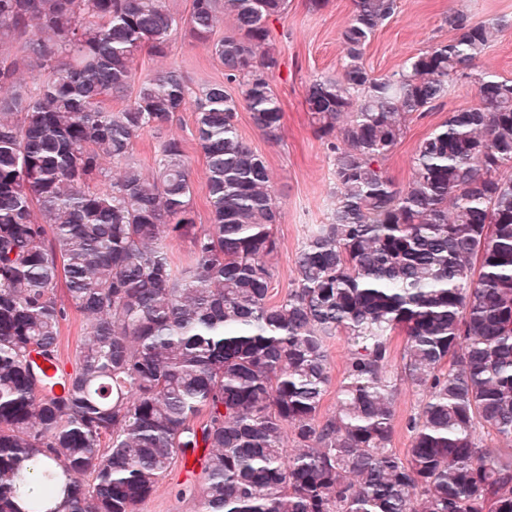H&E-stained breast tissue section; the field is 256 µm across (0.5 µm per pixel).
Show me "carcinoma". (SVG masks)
Segmentation results:
<instances>
[{
  "instance_id": "obj_1",
  "label": "carcinoma",
  "mask_w": 512,
  "mask_h": 512,
  "mask_svg": "<svg viewBox=\"0 0 512 512\" xmlns=\"http://www.w3.org/2000/svg\"><path fill=\"white\" fill-rule=\"evenodd\" d=\"M287 6L192 0L186 27L234 98L217 82L192 93L174 66L136 77V57L168 56L181 26L166 0H0V512H137L198 448L202 512H512V448L480 436L512 441V81L476 77L478 103L416 145L407 185L383 167L509 22L451 11L452 39L376 76L364 51L397 0H354L340 72L304 93L334 207L273 302V177L235 119L243 108L281 138L268 22ZM23 69L47 73L36 92L16 89ZM187 109L201 228L180 140L160 142L150 173L130 162L144 131ZM168 237L190 242L185 266ZM69 307L87 332L72 370L49 378ZM338 335L351 356L323 418ZM396 335L401 375L425 394L402 455Z\"/></svg>"
}]
</instances>
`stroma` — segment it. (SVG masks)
<instances>
[{
	"label": "stroma",
	"mask_w": 512,
	"mask_h": 512,
	"mask_svg": "<svg viewBox=\"0 0 512 512\" xmlns=\"http://www.w3.org/2000/svg\"><path fill=\"white\" fill-rule=\"evenodd\" d=\"M353 10V0H326L320 10H312L309 0H288L285 13L269 23L273 45L279 55V68L272 84L285 114L279 141H268L256 130L248 112L237 114L239 135L267 161L273 176V189L281 211L274 227L278 249L270 264L274 274V299H282L296 276V256L310 228L326 223L333 206L334 186L329 151L314 132L304 103L306 84L317 75H332L342 64L341 33ZM460 10L472 21L503 17L512 23V0H397L394 16L368 44L363 61L374 75L397 68L407 57L431 44L452 38L444 19ZM178 66L193 88L224 79V70L211 50L193 40L186 30L173 37L168 57L141 54L135 62L138 76L155 75L169 66ZM476 89L471 79L451 81L444 98L421 117L406 126L403 138L389 154L384 166L397 184H406L413 173L416 144L440 125L449 112L475 105ZM181 140L189 158L194 184V211L197 224L210 222L205 197V160L195 138L192 111L178 113L161 130L145 131L136 141L132 159L144 170H151L155 149L168 137ZM423 394L411 383L398 381L395 393L396 423L392 446L404 452L410 446L407 422L422 403ZM201 468L195 456L178 461L162 476L151 496L138 512H201L198 489Z\"/></svg>",
	"instance_id": "1"
}]
</instances>
